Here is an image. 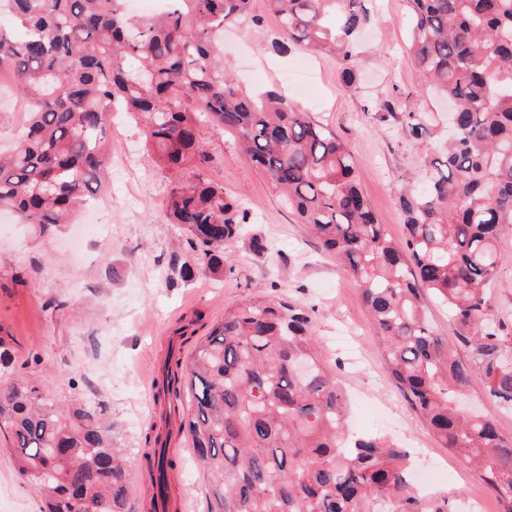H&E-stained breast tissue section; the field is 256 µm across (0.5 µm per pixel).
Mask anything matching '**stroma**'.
<instances>
[{
	"mask_svg": "<svg viewBox=\"0 0 512 512\" xmlns=\"http://www.w3.org/2000/svg\"><path fill=\"white\" fill-rule=\"evenodd\" d=\"M372 26L358 39L355 76L342 81L336 59L276 49L279 27L266 0H253L261 26L244 23L224 32V62L242 85L261 93L287 92L300 109L333 129L354 154L363 193L390 237L404 242L401 195L418 190L447 128L445 109L424 89L409 52L407 0H368ZM394 97L393 112L379 101ZM432 117L422 137L410 136L409 113ZM112 169L104 191L109 202L87 228L86 217L51 234L0 213V337L13 356V372L51 391L59 403L80 396L102 404L116 427L114 446L126 452L134 491L133 512L152 494L142 461L144 435L159 422L162 406L148 385L160 374L175 328L202 314L198 335L249 297L287 298L315 310L324 359L347 394L361 398L346 419L350 433L386 436L410 453L414 473L420 454L459 469L422 489L447 499L452 512H470L473 500L499 512L495 494L479 473L441 448L425 420L411 407L388 373L379 336L362 304L355 280L339 260L322 251L274 193L267 176L239 149L233 132L201 122L198 137L212 161L206 173L226 194L251 210L247 237L226 251L228 270L168 283L170 258L195 267L202 259L164 204L169 174L142 138V126L115 113L109 128ZM269 239L273 251L255 254L250 235ZM506 256L491 288L499 317L512 324V228L501 243ZM169 475L173 502L188 500L207 512L206 487L188 439L173 435ZM35 488L18 474L9 442L0 435V512H41Z\"/></svg>",
	"mask_w": 512,
	"mask_h": 512,
	"instance_id": "obj_1",
	"label": "stroma"
}]
</instances>
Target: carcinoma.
Returning a JSON list of instances; mask_svg holds the SVG:
<instances>
[{
    "label": "carcinoma",
    "instance_id": "obj_1",
    "mask_svg": "<svg viewBox=\"0 0 512 512\" xmlns=\"http://www.w3.org/2000/svg\"><path fill=\"white\" fill-rule=\"evenodd\" d=\"M251 0H170L135 20L126 0H8L0 69L13 73L25 121L0 156V208L45 233L106 185L113 109L143 117L144 138L173 176L166 217L224 270L249 212L204 173L197 121L208 116L238 144L321 246L360 288L391 375L442 446L475 466L512 512V439L495 419L464 414L479 370L487 399L512 409V326L489 296L512 226V0H408L413 61L426 85L454 105L455 132L401 199L405 243L372 214L344 141L277 90L255 97L224 65V27L260 17ZM282 39L336 57L354 71L367 0H268ZM448 307L471 349L457 359L427 318L423 292ZM315 309L245 299L224 312L191 352L174 360L156 396L180 418L208 489V512H448L408 480L407 452L346 432L348 401L318 354ZM0 337V432L20 476L47 512H132L112 420L97 404L57 403L8 375ZM148 469L177 467L159 449Z\"/></svg>",
    "mask_w": 512,
    "mask_h": 512
}]
</instances>
